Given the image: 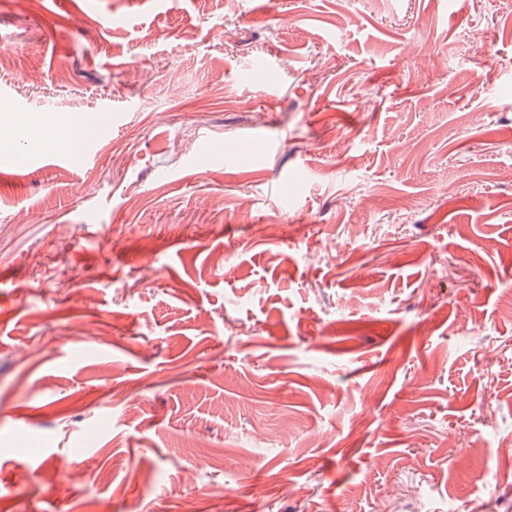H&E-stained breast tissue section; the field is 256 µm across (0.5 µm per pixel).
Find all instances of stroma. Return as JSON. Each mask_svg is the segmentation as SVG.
I'll return each instance as SVG.
<instances>
[{
    "instance_id": "obj_1",
    "label": "stroma",
    "mask_w": 512,
    "mask_h": 512,
    "mask_svg": "<svg viewBox=\"0 0 512 512\" xmlns=\"http://www.w3.org/2000/svg\"><path fill=\"white\" fill-rule=\"evenodd\" d=\"M509 131L512 0H0V512H512Z\"/></svg>"
}]
</instances>
